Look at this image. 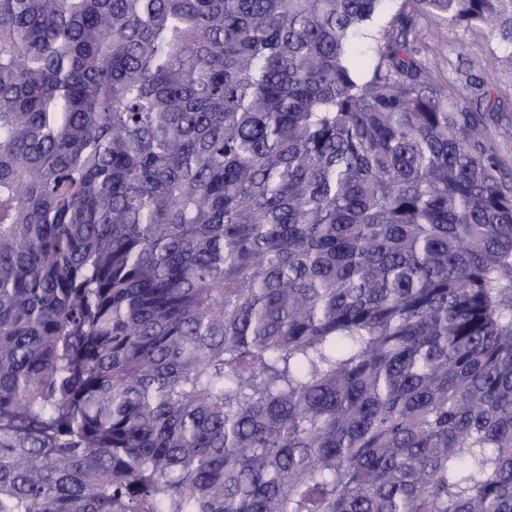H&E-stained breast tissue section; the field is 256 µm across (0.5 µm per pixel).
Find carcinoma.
I'll return each instance as SVG.
<instances>
[{
	"label": "carcinoma",
	"mask_w": 512,
	"mask_h": 512,
	"mask_svg": "<svg viewBox=\"0 0 512 512\" xmlns=\"http://www.w3.org/2000/svg\"><path fill=\"white\" fill-rule=\"evenodd\" d=\"M384 2L0 0V512H512V0ZM421 35L436 54L441 79L453 88L454 96H457L453 87L457 69H468L473 77L488 86L492 98L500 96L512 100V67L503 64L489 68L485 65L490 43L483 32L450 26L446 29L427 23L422 26ZM457 44H463L464 50H458ZM493 145L504 165L512 170V112H506L498 124L491 128Z\"/></svg>",
	"instance_id": "cac0c4a2"
}]
</instances>
